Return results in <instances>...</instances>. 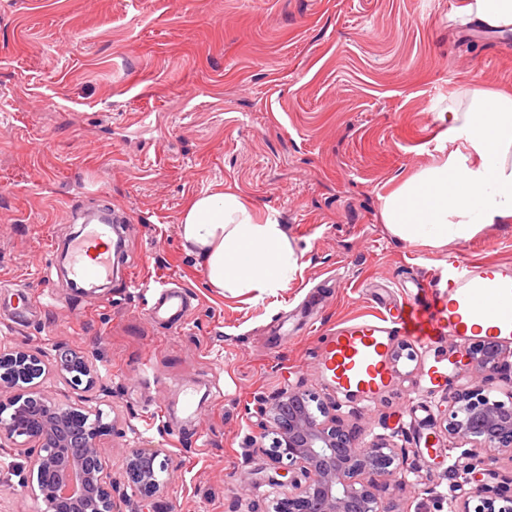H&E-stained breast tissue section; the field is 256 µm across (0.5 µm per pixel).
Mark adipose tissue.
I'll return each mask as SVG.
<instances>
[{
    "mask_svg": "<svg viewBox=\"0 0 512 512\" xmlns=\"http://www.w3.org/2000/svg\"><path fill=\"white\" fill-rule=\"evenodd\" d=\"M465 98L442 133L455 150L382 199V219L400 241L440 248L512 221V95L475 89ZM177 231L200 259L206 286L222 293L258 302L300 270L276 212L258 213L235 192L195 196Z\"/></svg>",
    "mask_w": 512,
    "mask_h": 512,
    "instance_id": "1",
    "label": "adipose tissue"
}]
</instances>
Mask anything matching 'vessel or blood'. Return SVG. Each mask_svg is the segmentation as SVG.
<instances>
[{"mask_svg": "<svg viewBox=\"0 0 512 512\" xmlns=\"http://www.w3.org/2000/svg\"><path fill=\"white\" fill-rule=\"evenodd\" d=\"M112 212H88L84 225L69 243L68 272L74 285L109 279L112 275ZM419 297L406 299L381 317L342 324L322 342L320 370L338 390L364 398L393 384L389 348L393 336L410 337L420 347L452 335L466 341L472 322L487 326V340L512 335V264L473 263L452 254L448 275L423 277ZM185 306L180 289L163 292L155 313L179 314Z\"/></svg>", "mask_w": 512, "mask_h": 512, "instance_id": "1", "label": "vessel or blood"}]
</instances>
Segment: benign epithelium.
I'll list each match as a JSON object with an SVG mask.
<instances>
[{"mask_svg":"<svg viewBox=\"0 0 512 512\" xmlns=\"http://www.w3.org/2000/svg\"><path fill=\"white\" fill-rule=\"evenodd\" d=\"M462 378L470 383L448 387L444 431L452 440L449 450L469 444L484 455L467 467V473L482 476L484 493L476 512H512V494L497 479L502 477L499 461L512 458V396L509 401L491 396L486 383L504 372L512 376V349L475 340L448 353ZM78 387L93 383L82 356L71 353L63 364ZM42 360L24 350L0 352V441L17 442L26 437L35 441L40 465H32L39 496L46 512H115L112 477L95 465L100 442L110 434L112 424L103 421L97 409L65 407L44 396L40 411L31 412L21 386L42 377ZM328 406L300 387L284 388L257 399L259 422L250 438L249 452L266 456L272 464L288 460L296 474L288 481L275 480L281 488L273 499L272 512H387L381 493L394 486L403 490L413 482L409 472L417 471L409 462L404 445L396 442H369L344 428ZM275 437L265 445L268 431ZM83 454L71 452L74 444ZM162 448L136 447L126 454L125 472L141 499L151 500L161 487L160 473L166 460ZM394 476L395 483L380 478Z\"/></svg>","mask_w":512,"mask_h":512,"instance_id":"obj_1","label":"benign epithelium"}]
</instances>
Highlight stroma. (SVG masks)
<instances>
[{
  "label": "stroma",
  "mask_w": 512,
  "mask_h": 512,
  "mask_svg": "<svg viewBox=\"0 0 512 512\" xmlns=\"http://www.w3.org/2000/svg\"><path fill=\"white\" fill-rule=\"evenodd\" d=\"M464 0H0V348L38 355L55 401L100 408L117 512H269L266 457L245 458L260 395L287 386L324 401L327 330L377 315L376 289L440 270L449 253L512 263V223L433 249L397 240L381 199L440 156L460 95L512 93V31L449 26ZM233 190L277 211L302 267L259 303L206 287L177 235L201 193ZM111 208L126 250L107 288L72 290L57 266L68 212ZM187 292L152 318L163 282ZM39 303H29L30 295ZM447 336L401 360L374 400L343 402L363 438H434L420 481L448 494L457 451L435 434L451 372ZM85 357L75 389L60 352ZM167 451L163 488L124 483L134 446ZM0 447V512H44Z\"/></svg>",
  "instance_id": "35a3bbf8"
}]
</instances>
